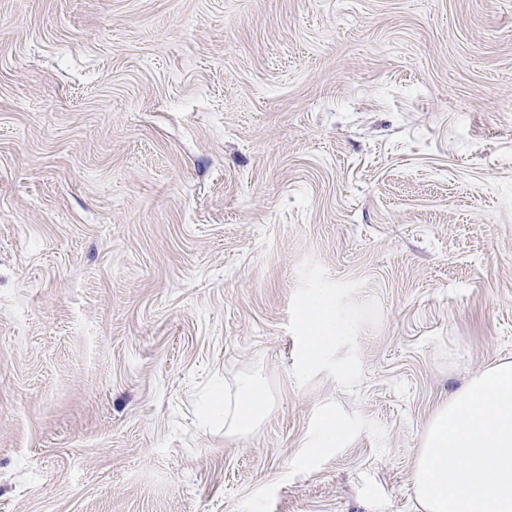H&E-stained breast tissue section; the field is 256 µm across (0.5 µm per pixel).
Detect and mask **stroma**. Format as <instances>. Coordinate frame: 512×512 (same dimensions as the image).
I'll return each mask as SVG.
<instances>
[{"label": "stroma", "mask_w": 512, "mask_h": 512, "mask_svg": "<svg viewBox=\"0 0 512 512\" xmlns=\"http://www.w3.org/2000/svg\"><path fill=\"white\" fill-rule=\"evenodd\" d=\"M501 359L512 0H0V512H421ZM303 327L305 331V359L313 362L319 358L335 336L333 321L323 303L312 302L308 304L303 313ZM268 391L251 377H241L233 396L224 394V432L244 436L260 422L269 409Z\"/></svg>", "instance_id": "35a3bbf8"}]
</instances>
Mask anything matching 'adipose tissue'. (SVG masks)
I'll return each mask as SVG.
<instances>
[{"label": "adipose tissue", "instance_id": "adipose-tissue-1", "mask_svg": "<svg viewBox=\"0 0 512 512\" xmlns=\"http://www.w3.org/2000/svg\"><path fill=\"white\" fill-rule=\"evenodd\" d=\"M305 331V359L312 362L319 358L332 340L333 321L323 303L308 304L303 313ZM267 390L251 377H241L233 394L224 400L214 401L208 407L211 415L223 414L224 432L228 435L248 434L260 422L269 409Z\"/></svg>", "mask_w": 512, "mask_h": 512}]
</instances>
